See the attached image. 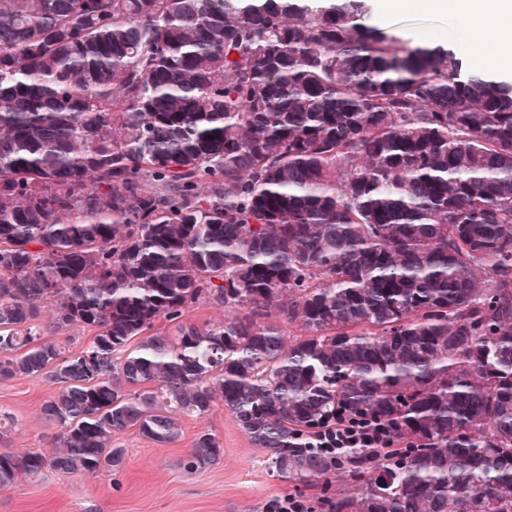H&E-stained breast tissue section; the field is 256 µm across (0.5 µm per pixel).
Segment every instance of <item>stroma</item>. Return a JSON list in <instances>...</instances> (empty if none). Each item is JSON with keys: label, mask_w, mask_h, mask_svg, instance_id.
<instances>
[{"label": "stroma", "mask_w": 512, "mask_h": 512, "mask_svg": "<svg viewBox=\"0 0 512 512\" xmlns=\"http://www.w3.org/2000/svg\"><path fill=\"white\" fill-rule=\"evenodd\" d=\"M377 24L405 41L419 33L469 54L512 51L434 11L398 13ZM47 395V384L38 379L18 377L0 383V409L17 421L13 450L51 448L57 430L40 416ZM202 431L216 434L224 453L209 469L186 473L183 458ZM113 441L126 451V465L119 474L49 471L37 480L23 479L0 490V512H265L269 500L296 492L293 482L272 471L263 451L253 447L220 403L205 415L184 418L182 433L173 442L154 443L133 428L115 434Z\"/></svg>", "instance_id": "35a3bbf8"}]
</instances>
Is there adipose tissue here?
<instances>
[{
	"label": "adipose tissue",
	"mask_w": 512,
	"mask_h": 512,
	"mask_svg": "<svg viewBox=\"0 0 512 512\" xmlns=\"http://www.w3.org/2000/svg\"><path fill=\"white\" fill-rule=\"evenodd\" d=\"M432 9L452 14L462 27L512 40V0H377L379 13Z\"/></svg>",
	"instance_id": "1"
}]
</instances>
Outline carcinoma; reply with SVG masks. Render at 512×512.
Returning <instances> with one entry per match:
<instances>
[{
	"mask_svg": "<svg viewBox=\"0 0 512 512\" xmlns=\"http://www.w3.org/2000/svg\"><path fill=\"white\" fill-rule=\"evenodd\" d=\"M46 303L92 341L45 339ZM20 376L59 433L0 451V490L118 473L115 433L170 443L220 402L312 512H512V80L367 0H0ZM339 413L412 447H309ZM223 454L202 432L182 465Z\"/></svg>",
	"mask_w": 512,
	"mask_h": 512,
	"instance_id": "obj_1",
	"label": "carcinoma"
}]
</instances>
